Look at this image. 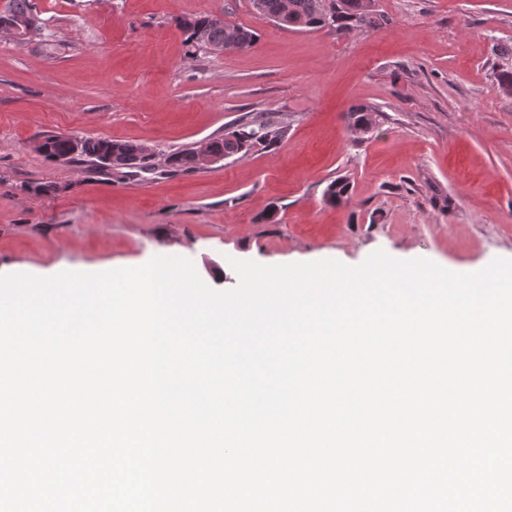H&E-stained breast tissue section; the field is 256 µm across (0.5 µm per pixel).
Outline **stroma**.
<instances>
[{
  "mask_svg": "<svg viewBox=\"0 0 512 512\" xmlns=\"http://www.w3.org/2000/svg\"><path fill=\"white\" fill-rule=\"evenodd\" d=\"M55 47L0 35V269L40 276L193 260L226 290L229 258L264 265L375 250L471 273L512 257V0H378L382 28L339 36L274 28L251 0H34ZM218 14L257 31L247 52L192 56L179 19ZM355 105L383 114L355 139ZM250 112L288 126L278 146L200 169L110 181L60 166L45 134L164 151L223 135ZM348 177L351 200L323 201ZM53 182V195L35 193ZM276 224L259 223L270 206Z\"/></svg>",
  "mask_w": 512,
  "mask_h": 512,
  "instance_id": "35a3bbf8",
  "label": "stroma"
}]
</instances>
